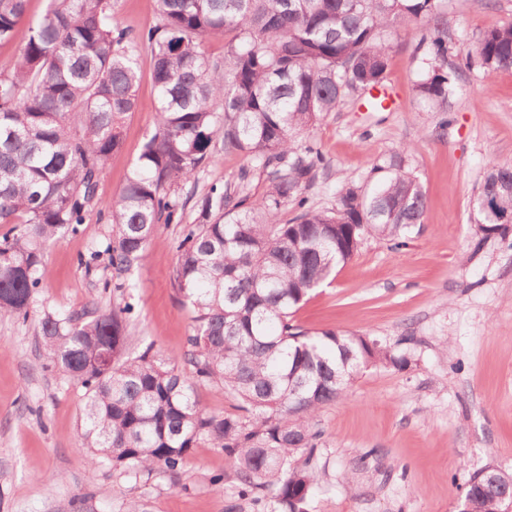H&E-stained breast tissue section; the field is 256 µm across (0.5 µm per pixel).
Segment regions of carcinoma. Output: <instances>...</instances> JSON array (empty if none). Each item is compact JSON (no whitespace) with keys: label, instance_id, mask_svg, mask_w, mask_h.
I'll return each instance as SVG.
<instances>
[{"label":"carcinoma","instance_id":"obj_1","mask_svg":"<svg viewBox=\"0 0 512 512\" xmlns=\"http://www.w3.org/2000/svg\"><path fill=\"white\" fill-rule=\"evenodd\" d=\"M28 0H0V44L14 43L0 72V318L25 320L41 287L49 242L77 234L98 185L123 148L122 126L138 104V52L151 54L158 120L117 198L104 249L112 293L145 261L159 225L179 219V191L224 151L254 156L267 177L258 208L213 185L199 223L176 243L173 288L192 313L184 368L153 344H127L125 303L110 311L46 312L47 367L85 390L75 447L129 478L160 470L179 478L199 441L230 460L238 499L253 512H309L319 487L320 409L345 395L365 368H402L394 347L367 334L311 331L292 314L347 264L369 237L397 248L421 226L426 197L395 154L370 194L343 187L332 209L306 191L325 158L298 137L351 94L380 86L403 22L425 25L417 50L436 61L421 101L448 110L454 74L439 0H156L158 22L138 32L114 21V0H47L25 20ZM223 38L224 63L204 49ZM512 68V22L483 32L465 65ZM223 115H218V112ZM299 210L292 222L279 214ZM485 235L512 224V164L492 163L472 204ZM98 250L79 257L91 273ZM213 384L232 404L203 409L194 385ZM512 471L465 484L463 512H503Z\"/></svg>","mask_w":512,"mask_h":512}]
</instances>
